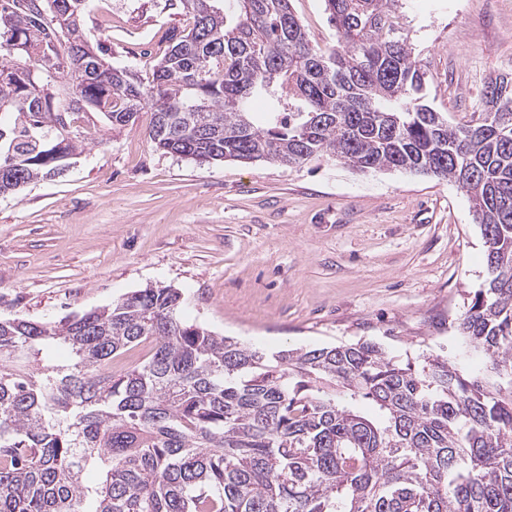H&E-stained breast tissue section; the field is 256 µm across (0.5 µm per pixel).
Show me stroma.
I'll return each instance as SVG.
<instances>
[{
	"label": "stroma",
	"instance_id": "obj_1",
	"mask_svg": "<svg viewBox=\"0 0 512 512\" xmlns=\"http://www.w3.org/2000/svg\"><path fill=\"white\" fill-rule=\"evenodd\" d=\"M310 40L335 43L323 0H291ZM426 103L456 125L483 118L489 83H512V0H401ZM179 0H88L84 27L141 78L187 28ZM150 113L92 114L62 174L0 196V318L55 322L126 293L171 286L182 314L271 354L370 341L400 362L483 355L458 323L489 277L464 191L450 180L302 165L199 164L156 150Z\"/></svg>",
	"mask_w": 512,
	"mask_h": 512
}]
</instances>
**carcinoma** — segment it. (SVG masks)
<instances>
[{
	"mask_svg": "<svg viewBox=\"0 0 512 512\" xmlns=\"http://www.w3.org/2000/svg\"><path fill=\"white\" fill-rule=\"evenodd\" d=\"M398 2L324 0L321 48L290 0H180L192 23L146 83L91 44L86 0H0L1 196L61 173L71 117L148 109L156 148L198 163L327 155L453 181L490 273L459 322L487 361L473 380L366 341L267 356L186 322L168 287L0 320V512H512V90L493 82L481 122L448 125ZM146 340V362L108 371ZM56 343L68 363L31 365Z\"/></svg>",
	"mask_w": 512,
	"mask_h": 512,
	"instance_id": "1",
	"label": "carcinoma"
}]
</instances>
